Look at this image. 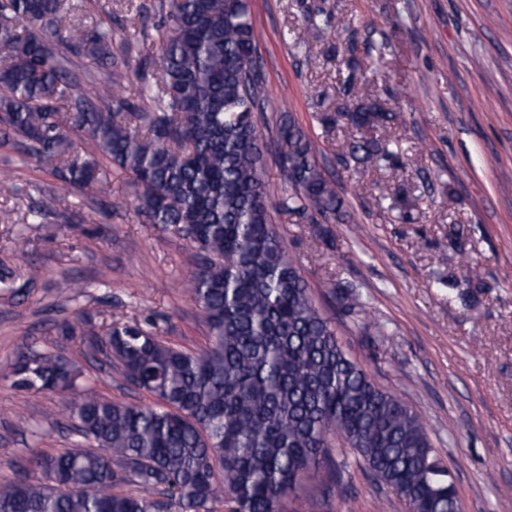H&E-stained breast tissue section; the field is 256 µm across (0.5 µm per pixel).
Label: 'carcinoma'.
Returning <instances> with one entry per match:
<instances>
[{"instance_id": "carcinoma-1", "label": "carcinoma", "mask_w": 512, "mask_h": 512, "mask_svg": "<svg viewBox=\"0 0 512 512\" xmlns=\"http://www.w3.org/2000/svg\"><path fill=\"white\" fill-rule=\"evenodd\" d=\"M71 0H0V147L36 161L67 192L110 193L129 175L139 216L196 250L183 282L213 343L185 351L153 325L88 314L59 329L108 348L117 373L156 399L145 406L77 389L62 354L27 352L13 373L40 393H73L74 428L94 448L38 454L32 472L0 482V512H285L311 469L331 462L330 436L353 448L408 512H456L455 486L419 416L377 386L336 338L272 223L270 210L311 224L347 219L336 181L289 112L275 120L287 195L271 203L258 128L262 74L249 0H154L139 6L159 55L154 84L127 94L128 60L114 50L112 18L70 22ZM358 130L397 117L376 102L336 105ZM84 134L92 152L69 133ZM390 144L365 134L339 160L365 174L394 165ZM28 214L62 224L86 218L49 193ZM337 309L364 312L337 281ZM131 484L133 492L117 488Z\"/></svg>"}]
</instances>
